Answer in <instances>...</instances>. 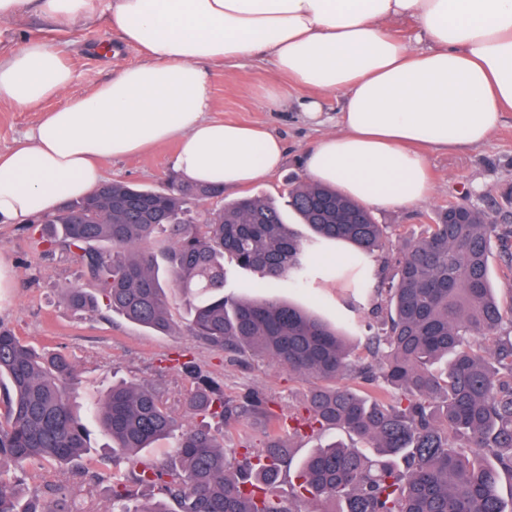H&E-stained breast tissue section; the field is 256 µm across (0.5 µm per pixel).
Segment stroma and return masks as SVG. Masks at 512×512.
Here are the masks:
<instances>
[{"mask_svg":"<svg viewBox=\"0 0 512 512\" xmlns=\"http://www.w3.org/2000/svg\"><path fill=\"white\" fill-rule=\"evenodd\" d=\"M33 38L65 51L73 72L67 90L71 96L88 93L142 59L140 52L124 44L102 19L70 30L35 14L0 20V47L16 48ZM206 72L212 118L263 126L282 137L286 159L280 171L246 188L254 196L281 199L289 185L304 182L303 155L322 135V128L308 125L296 111L272 108L267 92L283 85L284 79L268 63L248 59L210 65ZM41 118V111H19L0 102V153L10 152ZM175 148V143H162L140 155L106 161L105 175L153 189L166 188ZM428 163L434 190L426 200L410 208L374 212L377 222L388 225L393 236L420 238L437 211L466 192L481 207L505 206L512 191V112L504 114L501 126L486 145L466 151L435 150L429 152ZM42 233L41 224L34 219L24 224L0 223V265L9 279L8 287L0 288V325L29 345L73 358L77 370L73 400L85 417L88 442L96 454H104L109 438L88 413L113 379L148 384L175 412H182L191 380L170 369L168 363L180 353L188 354L204 375L219 381L227 395L237 396L250 388L264 391L271 397L274 411L284 417L295 411L313 386V379L298 378L269 360L229 358L195 341L183 328L189 309L177 294L172 295L170 306L174 327L167 332L129 323L103 308L92 314L75 313L66 303L65 291L81 284L80 268L69 254L49 250ZM335 255V243H324L309 280L299 285L283 279L276 293L284 301L345 326L352 345L361 349L368 325L381 323L374 313L376 301L355 292L347 277L323 274L324 258ZM27 471L31 484L63 485L84 502L88 512H109V473L90 482L71 466L47 462L29 464Z\"/></svg>","mask_w":512,"mask_h":512,"instance_id":"1","label":"stroma"}]
</instances>
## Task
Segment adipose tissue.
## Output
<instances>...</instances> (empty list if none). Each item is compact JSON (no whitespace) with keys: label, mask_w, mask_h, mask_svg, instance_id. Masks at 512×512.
<instances>
[{"label":"adipose tissue","mask_w":512,"mask_h":512,"mask_svg":"<svg viewBox=\"0 0 512 512\" xmlns=\"http://www.w3.org/2000/svg\"><path fill=\"white\" fill-rule=\"evenodd\" d=\"M31 8L63 28L106 17L143 59L69 98L73 74L51 43L0 54V102L65 99L0 154V223L91 195L103 160L154 143H177L171 165L189 182L236 190L274 175L279 137L210 118L208 64L269 62L287 80L273 106L336 124L306 150L307 179L369 207L424 200L425 149L484 145L512 110V0H0V19ZM404 20L418 28L401 41L391 28ZM327 96L342 99L336 117Z\"/></svg>","instance_id":"adipose-tissue-1"}]
</instances>
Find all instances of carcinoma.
<instances>
[{
    "mask_svg": "<svg viewBox=\"0 0 512 512\" xmlns=\"http://www.w3.org/2000/svg\"><path fill=\"white\" fill-rule=\"evenodd\" d=\"M158 193L123 181L53 215L48 246L68 252L89 287L66 294L76 312L99 301L157 332L173 327L168 290L188 299L185 329L230 356L260 355L301 378L323 381L303 396L288 422L251 389L228 396L191 360L174 368L196 386L177 414L153 390L112 385L94 417L112 439L97 465L112 471L110 512H512L502 475L512 477V304L494 295L493 250L512 271V225L492 213L448 201L417 240L392 239L372 211L314 182L288 187L287 203L307 240L277 204L242 196L206 215L192 207L224 189L169 177ZM152 238L170 246L164 264L139 250ZM348 244L343 262L358 267V287L384 299L383 332L353 354L346 336L306 309L271 295L224 294V254L261 275L257 288L285 277L308 279L318 241ZM377 255L373 269L364 257ZM71 357L38 351L0 325V464L17 467L90 455L86 429L72 410ZM267 419L262 447L245 439L226 448L211 422L239 426ZM339 430L375 449L371 458L332 437L300 464L281 436ZM177 437L169 463L143 459L158 439ZM293 482L283 499L273 487ZM21 478L0 469V512H85L68 491L45 484L26 495Z\"/></svg>",
    "mask_w": 512,
    "mask_h": 512,
    "instance_id": "carcinoma-1",
    "label": "carcinoma"
}]
</instances>
